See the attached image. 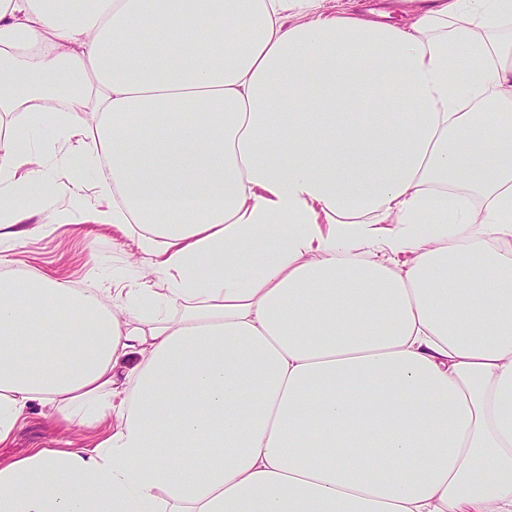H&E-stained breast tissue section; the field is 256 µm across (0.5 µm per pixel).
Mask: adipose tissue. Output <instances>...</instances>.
<instances>
[{"label": "adipose tissue", "mask_w": 512, "mask_h": 512, "mask_svg": "<svg viewBox=\"0 0 512 512\" xmlns=\"http://www.w3.org/2000/svg\"><path fill=\"white\" fill-rule=\"evenodd\" d=\"M326 2L0 0V263L60 152L149 273L0 282V446L98 434L0 512H512V0ZM88 433L79 429L73 432H59L52 427L46 417L38 411L30 414L15 441L8 448L0 447V458H12L25 455L31 448H55L60 439L73 440L80 446L88 441Z\"/></svg>", "instance_id": "obj_1"}]
</instances>
